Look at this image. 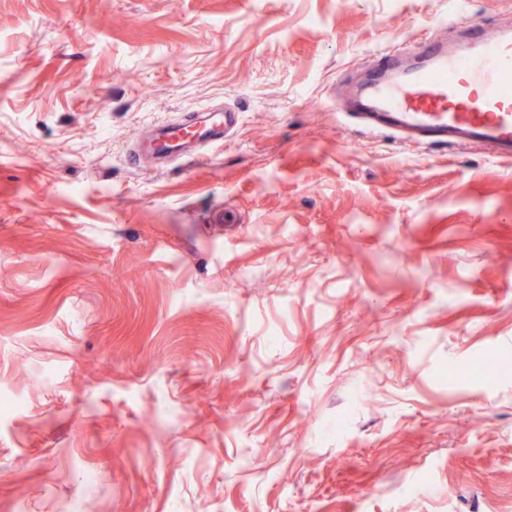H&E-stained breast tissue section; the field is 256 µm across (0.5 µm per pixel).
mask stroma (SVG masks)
<instances>
[{"mask_svg": "<svg viewBox=\"0 0 512 512\" xmlns=\"http://www.w3.org/2000/svg\"><path fill=\"white\" fill-rule=\"evenodd\" d=\"M454 19L512 0H0V512H512V159L336 87ZM230 109H204L193 113L177 126L166 125L156 129L148 140L145 153L152 154L164 163L179 157L195 155L205 142L219 143L224 140V126L232 119ZM192 123L193 131L185 127Z\"/></svg>", "mask_w": 512, "mask_h": 512, "instance_id": "stroma-1", "label": "stroma"}]
</instances>
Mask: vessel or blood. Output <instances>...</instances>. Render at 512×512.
Segmentation results:
<instances>
[{"mask_svg": "<svg viewBox=\"0 0 512 512\" xmlns=\"http://www.w3.org/2000/svg\"><path fill=\"white\" fill-rule=\"evenodd\" d=\"M419 66H403L396 47L375 60L351 113L367 130L395 132L403 141L481 146L499 158L512 157V30L489 35L472 24L457 51L427 36L417 40ZM229 110L204 109L190 125L157 128L146 151L168 162L195 155L206 142L224 139Z\"/></svg>", "mask_w": 512, "mask_h": 512, "instance_id": "vessel-or-blood-1", "label": "vessel or blood"}]
</instances>
